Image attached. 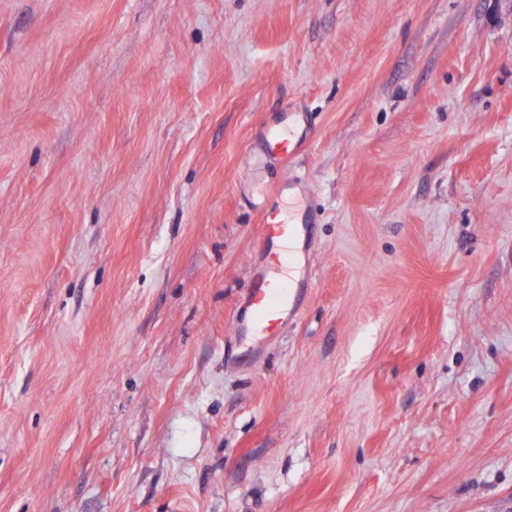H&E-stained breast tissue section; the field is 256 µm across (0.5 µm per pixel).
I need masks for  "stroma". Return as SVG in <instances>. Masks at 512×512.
<instances>
[{
    "instance_id": "35a3bbf8",
    "label": "stroma",
    "mask_w": 512,
    "mask_h": 512,
    "mask_svg": "<svg viewBox=\"0 0 512 512\" xmlns=\"http://www.w3.org/2000/svg\"><path fill=\"white\" fill-rule=\"evenodd\" d=\"M0 512H512V0H0ZM261 138L266 150L275 158L290 155L293 148L299 144V139L294 144L289 126L288 130L278 126L265 127L262 130ZM272 215L262 214L265 225L262 245L263 260L255 265L252 288L244 301L247 320L238 324L236 333L241 340H262L280 334L283 326L292 322L301 310L299 287L290 285V255L286 270L285 247L294 236L308 235L312 224H294L288 213L277 225H271Z\"/></svg>"
}]
</instances>
